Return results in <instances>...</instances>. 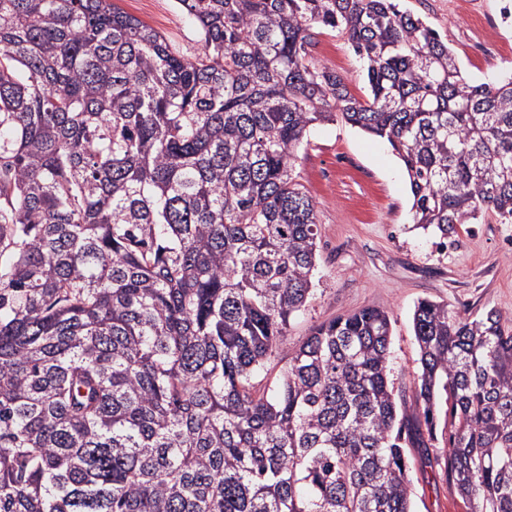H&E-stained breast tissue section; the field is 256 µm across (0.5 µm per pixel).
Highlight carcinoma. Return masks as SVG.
Here are the masks:
<instances>
[{
    "label": "carcinoma",
    "mask_w": 512,
    "mask_h": 512,
    "mask_svg": "<svg viewBox=\"0 0 512 512\" xmlns=\"http://www.w3.org/2000/svg\"><path fill=\"white\" fill-rule=\"evenodd\" d=\"M177 3L191 55L115 0H0V512H413L440 413L448 487L512 512L511 316L418 302L409 404L377 306L263 376L314 290L310 127L386 139L425 231L512 223V78L395 0ZM316 41L315 46L310 48L314 59L346 76L351 90L362 96L366 86L362 66L346 38L327 31L319 35Z\"/></svg>",
    "instance_id": "carcinoma-1"
}]
</instances>
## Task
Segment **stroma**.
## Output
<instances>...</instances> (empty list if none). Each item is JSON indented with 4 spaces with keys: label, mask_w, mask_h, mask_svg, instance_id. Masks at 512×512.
<instances>
[{
    "label": "stroma",
    "mask_w": 512,
    "mask_h": 512,
    "mask_svg": "<svg viewBox=\"0 0 512 512\" xmlns=\"http://www.w3.org/2000/svg\"><path fill=\"white\" fill-rule=\"evenodd\" d=\"M120 6L162 32L173 48L197 46L196 25L175 0H119ZM447 40L465 75L494 84L512 78V0H398ZM315 60L346 76L363 95L362 66L346 38L318 36ZM295 173L314 198L319 221L316 290L294 319L280 355L291 353L316 325L376 305L391 316L390 368L395 390L411 395L419 373L413 312L420 300L448 304L472 316L495 308L512 316V224L486 217L458 227L447 245L415 228L405 167L387 140L344 121L307 133ZM444 438L412 449L413 512H465L448 487Z\"/></svg>",
    "instance_id": "obj_1"
}]
</instances>
